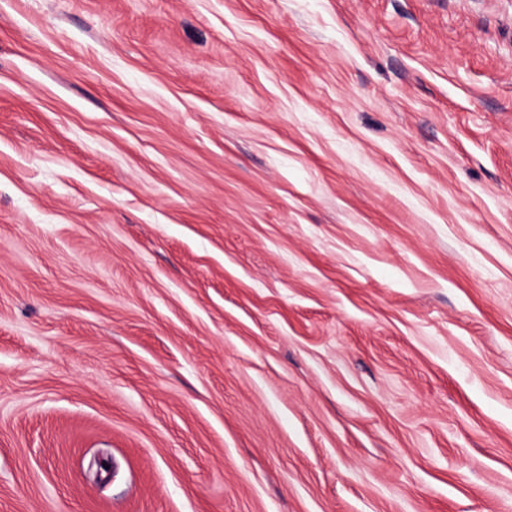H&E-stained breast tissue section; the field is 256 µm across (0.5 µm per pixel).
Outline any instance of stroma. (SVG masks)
<instances>
[{
    "instance_id": "obj_1",
    "label": "stroma",
    "mask_w": 512,
    "mask_h": 512,
    "mask_svg": "<svg viewBox=\"0 0 512 512\" xmlns=\"http://www.w3.org/2000/svg\"><path fill=\"white\" fill-rule=\"evenodd\" d=\"M0 512H512V0H0Z\"/></svg>"
}]
</instances>
